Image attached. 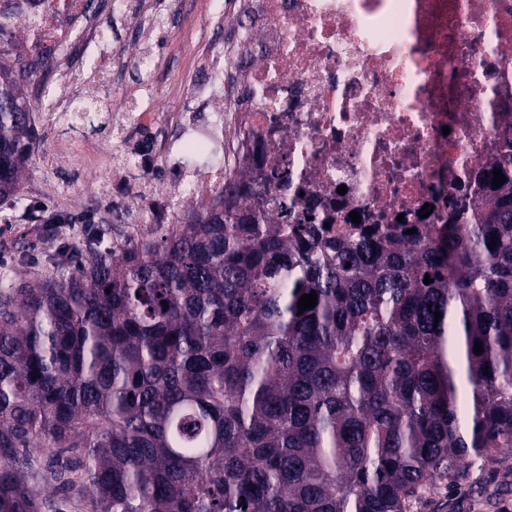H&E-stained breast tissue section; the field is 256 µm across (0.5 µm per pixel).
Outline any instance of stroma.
Returning <instances> with one entry per match:
<instances>
[{"label": "stroma", "instance_id": "1", "mask_svg": "<svg viewBox=\"0 0 512 512\" xmlns=\"http://www.w3.org/2000/svg\"><path fill=\"white\" fill-rule=\"evenodd\" d=\"M122 9L107 18L104 37L120 52L138 48L137 33L141 23L138 0H124ZM152 22L159 34L155 54L158 64L155 73L154 111L171 112L185 107L204 115L215 107L214 99L190 100L171 82L172 75L189 81L191 62L198 54V42L186 40L166 22V0H155ZM88 71H73L65 78H52L45 97L35 103L39 120V133L44 142L42 152H52L63 141L98 143L103 152L125 156L146 146L148 133L134 139L114 137L112 115L116 112H136L140 109L137 86L143 76L129 70L123 85L109 80L90 85ZM94 103L92 122L76 123L71 118L74 105L80 100ZM93 170L60 158L52 162L32 159L29 174L22 185V207L18 210L0 209V287L17 278L32 279L42 271L44 254L50 250L46 233L38 224L22 223V216L46 212H73L75 219L63 228L62 239L70 254L81 252L87 241L88 225L82 224L81 215L92 213L102 219L104 235H111L113 206L121 205L123 196L104 190L89 196L77 209H69L68 199L73 191L93 181ZM411 512H512V453L492 463H478L469 470L466 480L452 485H437L422 493Z\"/></svg>", "mask_w": 512, "mask_h": 512}]
</instances>
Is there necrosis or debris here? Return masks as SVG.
Here are the masks:
<instances>
[{
  "label": "necrosis or debris",
  "mask_w": 512,
  "mask_h": 512,
  "mask_svg": "<svg viewBox=\"0 0 512 512\" xmlns=\"http://www.w3.org/2000/svg\"><path fill=\"white\" fill-rule=\"evenodd\" d=\"M114 8L0 0L21 12L30 49L71 71ZM193 21L234 36L195 58L191 91L231 78L244 94L223 91L205 128L185 112L113 113L114 131L158 129L134 159L142 170L178 156L167 183L131 193L129 238L219 197L293 244L314 225L319 248L442 224L486 203L512 158V0H200Z\"/></svg>",
  "instance_id": "necrosis-or-debris-1"
}]
</instances>
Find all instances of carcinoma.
I'll list each match as a JSON object with an SVG mask.
<instances>
[{"mask_svg":"<svg viewBox=\"0 0 512 512\" xmlns=\"http://www.w3.org/2000/svg\"><path fill=\"white\" fill-rule=\"evenodd\" d=\"M27 54L0 44L1 204L41 142ZM101 244L0 289V512H63L34 468L88 512H407L512 449L511 179L320 253L219 200Z\"/></svg>","mask_w":512,"mask_h":512,"instance_id":"cac0c4a2","label":"carcinoma"}]
</instances>
